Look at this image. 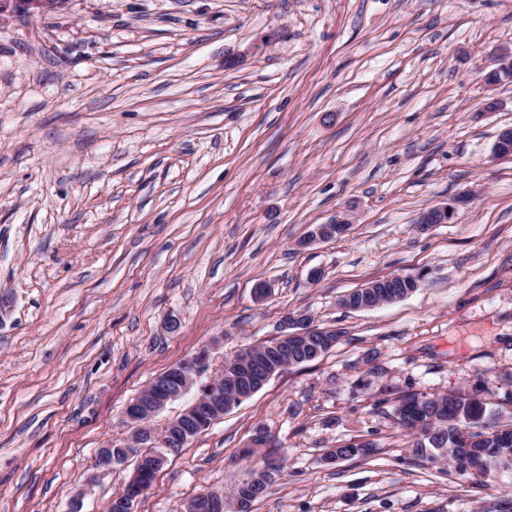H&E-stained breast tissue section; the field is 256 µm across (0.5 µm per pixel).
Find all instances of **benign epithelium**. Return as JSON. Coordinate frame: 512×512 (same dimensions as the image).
Here are the masks:
<instances>
[{"label": "benign epithelium", "instance_id": "7a95c632", "mask_svg": "<svg viewBox=\"0 0 512 512\" xmlns=\"http://www.w3.org/2000/svg\"><path fill=\"white\" fill-rule=\"evenodd\" d=\"M19 10L26 13H45L61 6L62 0H14ZM494 153L501 157L512 156V128L502 130L494 146ZM470 200L468 195L453 197L439 205L432 206L419 213L416 223L422 226L446 224L452 221L459 206ZM311 315L306 312L290 313L284 317L279 339L296 341L312 335ZM247 350L231 365H226L218 372L207 374L209 367V349L203 348L190 358L167 369L156 376L147 386L130 401L124 410L129 433L123 443L132 448L148 446L156 449L151 466L136 467L127 482L124 495L116 503L120 512H134V503L151 486L149 475L159 472L168 461V455L184 446L183 434L188 432L191 422L197 423L196 432H201L222 417L230 404L224 402V381H243L245 385L256 388L264 385L272 376L269 370L257 374L254 372L256 352ZM207 381H201L202 377ZM197 388L192 404L177 417L164 424L163 431L155 425L157 416L167 405ZM94 466L101 472L115 469L112 465V445L98 449ZM226 499L224 491L207 488L184 504L183 512H224Z\"/></svg>", "mask_w": 512, "mask_h": 512}]
</instances>
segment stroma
<instances>
[{"label": "stroma", "mask_w": 512, "mask_h": 512, "mask_svg": "<svg viewBox=\"0 0 512 512\" xmlns=\"http://www.w3.org/2000/svg\"><path fill=\"white\" fill-rule=\"evenodd\" d=\"M503 45L512 0L6 4L0 512H68L80 490L82 512H110L131 466L88 478L126 403L202 346L218 370L300 311L343 340L170 456L135 512L232 488L260 427L285 468L250 512L512 503L510 473L413 460L384 401L476 390L512 422V157L493 151L512 83L483 79ZM466 193L450 223L417 224ZM345 211V234L300 248ZM395 274L419 288L341 307ZM350 441L374 448L323 464Z\"/></svg>", "instance_id": "obj_1"}]
</instances>
